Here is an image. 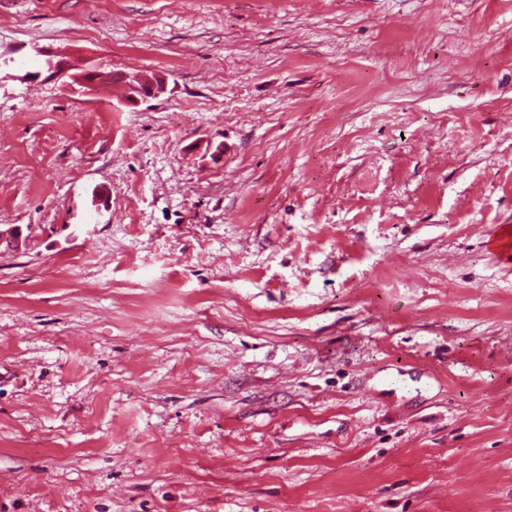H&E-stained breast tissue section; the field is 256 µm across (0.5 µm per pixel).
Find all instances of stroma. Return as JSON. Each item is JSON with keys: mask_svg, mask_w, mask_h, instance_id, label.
<instances>
[{"mask_svg": "<svg viewBox=\"0 0 512 512\" xmlns=\"http://www.w3.org/2000/svg\"><path fill=\"white\" fill-rule=\"evenodd\" d=\"M13 226L0 512H512V0H0ZM44 68L48 73L47 78L62 79L68 76L72 81L69 83L70 87L79 95L89 96L92 94L94 87L96 86L101 72L90 69L82 68L80 73L69 74L72 66L63 60H54L53 58L47 57L44 60ZM129 89L126 103L137 105L158 99L168 91V81L163 75L146 76L140 73H118Z\"/></svg>", "mask_w": 512, "mask_h": 512, "instance_id": "1", "label": "stroma"}]
</instances>
